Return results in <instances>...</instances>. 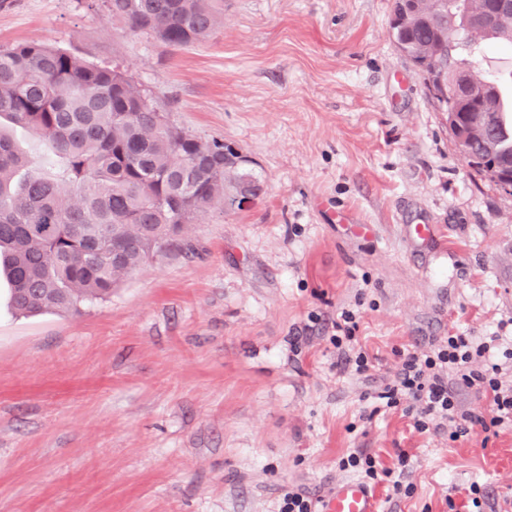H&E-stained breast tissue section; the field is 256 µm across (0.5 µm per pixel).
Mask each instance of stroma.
I'll use <instances>...</instances> for the list:
<instances>
[{
  "label": "stroma",
  "mask_w": 512,
  "mask_h": 512,
  "mask_svg": "<svg viewBox=\"0 0 512 512\" xmlns=\"http://www.w3.org/2000/svg\"><path fill=\"white\" fill-rule=\"evenodd\" d=\"M393 0H224L204 41L107 0H0V46L117 67L175 127L249 157L260 200L188 225L195 254L109 299L24 316L0 280V512H276L405 450L378 512H512V428L422 433L365 394L453 334L512 348V196L469 166L390 28ZM434 225L424 240L415 228ZM356 313L367 376L331 342ZM397 463L392 467H379L375 458L365 452L351 453L347 457H342L338 466L341 470L353 469L360 472L363 477L374 485L387 486V490L392 492L388 498L393 496H407L412 493V485L404 484V475L410 467L411 458L404 450H398L396 453ZM315 502L306 491L288 489L281 496L278 512H319Z\"/></svg>",
  "instance_id": "35a3bbf8"
}]
</instances>
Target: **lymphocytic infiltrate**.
<instances>
[{
    "instance_id": "obj_1",
    "label": "lymphocytic infiltrate",
    "mask_w": 512,
    "mask_h": 512,
    "mask_svg": "<svg viewBox=\"0 0 512 512\" xmlns=\"http://www.w3.org/2000/svg\"><path fill=\"white\" fill-rule=\"evenodd\" d=\"M490 351L488 343L449 336L446 343L429 352L404 354L395 381L386 384L375 397L387 409L408 402L414 413V426L421 432L433 429L435 419L449 421V437L453 440L469 435L477 427L488 432L512 425V384L502 381V367L492 361ZM465 389L489 395L492 416L461 409L459 395ZM396 457L394 466L381 467L371 454L361 451L341 458L338 466L360 472L367 481L386 486L393 495L406 496L412 492L411 485L404 482L411 458L402 450L397 451Z\"/></svg>"
}]
</instances>
